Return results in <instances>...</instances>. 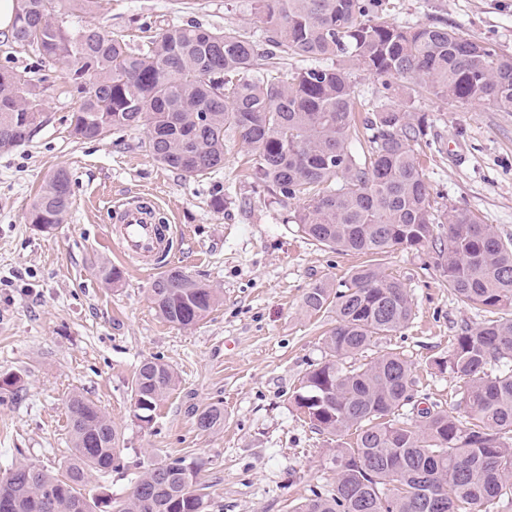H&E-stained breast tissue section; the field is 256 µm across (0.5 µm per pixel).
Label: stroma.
<instances>
[{
  "mask_svg": "<svg viewBox=\"0 0 512 512\" xmlns=\"http://www.w3.org/2000/svg\"><path fill=\"white\" fill-rule=\"evenodd\" d=\"M388 10L395 24L443 22L512 54V0H389ZM99 15L136 46L169 23L262 30L254 0H184L180 8L175 0H100ZM0 69L30 72L43 99L31 141L0 154V375L21 377L17 394L0 393V468L33 462L61 471L71 455L66 404L78 393L105 410L123 438L122 468L90 474V493L117 502L132 490L136 463L201 457L208 512H291L334 477L328 443L290 400L306 373L328 360L323 336L335 321L330 311L307 314L304 294L319 282L338 287L362 256L324 247L289 223L296 201H280L249 177L240 142L230 143L223 168L188 177L142 149L144 129L74 139L69 124L79 102L60 69L1 32ZM414 108L430 125L420 154L436 205L464 206L512 235V112L430 95ZM60 168L70 176L72 204L47 236L26 213ZM145 193L174 227L175 266L219 292L193 328L158 317L152 277L124 270L114 288L98 277L101 263L122 261L96 199ZM217 197L223 209L214 207ZM381 267L409 291L414 317L361 362L403 351L416 397L452 408L460 380L434 360L487 312L456 300L429 250L396 251ZM150 357L169 364L177 383L144 426L130 388ZM211 404L223 407L224 423L200 430L195 412Z\"/></svg>",
  "mask_w": 512,
  "mask_h": 512,
  "instance_id": "obj_1",
  "label": "stroma"
}]
</instances>
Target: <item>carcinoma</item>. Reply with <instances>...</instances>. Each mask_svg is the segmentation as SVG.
<instances>
[{"mask_svg": "<svg viewBox=\"0 0 512 512\" xmlns=\"http://www.w3.org/2000/svg\"><path fill=\"white\" fill-rule=\"evenodd\" d=\"M11 39L58 65L79 98L70 135L100 140L146 126L142 143L161 166L202 177L224 165L234 133L252 152L259 183L302 206L292 223L336 251L384 257L430 247L458 302L493 313L512 307V236L471 210L433 207L418 148L425 116L405 103L370 105L357 126L350 70L390 77L414 99L420 92L512 112V55L455 28L414 27L388 19L383 0H256L274 50L254 34L172 24L137 49L99 20L98 0H16ZM336 57V64L320 60ZM306 66L288 71L282 58ZM42 99L25 73L0 70V153L29 143ZM64 169L49 176L27 214L55 232L71 204ZM151 300L165 322L189 328L218 303L216 289L171 268ZM307 312L336 313L324 339L332 359L307 373L292 395L312 428L336 448L334 481L292 512H509L512 509V319H487L453 337L434 360L459 378L452 411L414 404L411 366L388 349L355 366L346 359L407 326L414 310L403 283L379 264L357 267L342 289L321 284L304 295ZM175 386L171 367L145 359L132 381L134 417L149 425ZM412 406L411 417L403 409ZM72 456L59 478L33 463L0 472V500L12 512H97L111 501L84 489L85 471L120 466V436L106 413L81 396L68 403ZM224 410L206 406L197 425L210 430ZM205 461L151 464L117 512H206Z\"/></svg>", "mask_w": 512, "mask_h": 512, "instance_id": "obj_1", "label": "carcinoma"}]
</instances>
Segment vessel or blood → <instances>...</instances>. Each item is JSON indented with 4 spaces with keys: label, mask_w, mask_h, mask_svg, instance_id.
Returning <instances> with one entry per match:
<instances>
[{
    "label": "vessel or blood",
    "mask_w": 512,
    "mask_h": 512,
    "mask_svg": "<svg viewBox=\"0 0 512 512\" xmlns=\"http://www.w3.org/2000/svg\"><path fill=\"white\" fill-rule=\"evenodd\" d=\"M111 233L121 257L140 262L142 270L153 272L168 266V249L174 229L155 224V205L150 198L132 196L109 208Z\"/></svg>",
    "instance_id": "1"
}]
</instances>
